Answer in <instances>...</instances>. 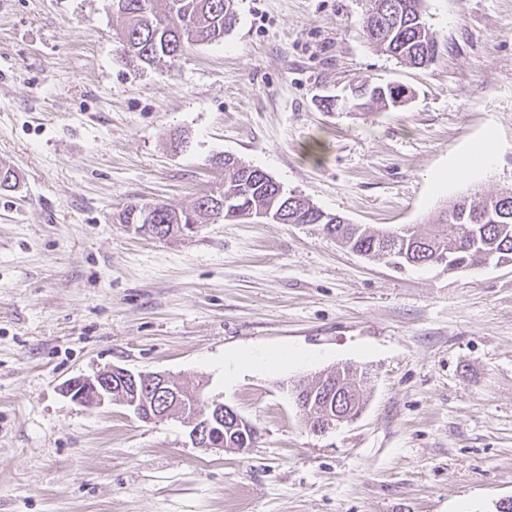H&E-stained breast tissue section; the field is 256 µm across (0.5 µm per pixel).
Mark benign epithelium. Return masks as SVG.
I'll return each mask as SVG.
<instances>
[{
  "label": "benign epithelium",
  "instance_id": "1",
  "mask_svg": "<svg viewBox=\"0 0 512 512\" xmlns=\"http://www.w3.org/2000/svg\"><path fill=\"white\" fill-rule=\"evenodd\" d=\"M63 392L72 401L88 407L119 402L145 422L178 417L189 428L191 441L207 450H224V444L214 440L218 426L244 420L235 408L220 399H205L196 388L178 387L172 384L169 375L161 372L108 368L92 376L70 379L64 383ZM357 415L354 409L327 403L313 431L324 433Z\"/></svg>",
  "mask_w": 512,
  "mask_h": 512
}]
</instances>
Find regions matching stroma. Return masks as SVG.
Returning a JSON list of instances; mask_svg holds the SVG:
<instances>
[{
	"label": "stroma",
	"mask_w": 512,
	"mask_h": 512,
	"mask_svg": "<svg viewBox=\"0 0 512 512\" xmlns=\"http://www.w3.org/2000/svg\"><path fill=\"white\" fill-rule=\"evenodd\" d=\"M369 0H237L223 42L175 69L125 57L112 0H0V512H497L512 497V263L470 276L369 260L312 224H118L224 181L230 153L326 212L425 226L512 188V0H425V68L360 33ZM409 87L362 114L320 98ZM493 136L492 168L447 180ZM279 369L224 377L239 350ZM366 369L354 420L309 430L292 386ZM120 366L201 387L253 423L246 453L178 419L85 407L69 379Z\"/></svg>",
	"instance_id": "stroma-1"
}]
</instances>
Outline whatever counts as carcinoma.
<instances>
[{
    "mask_svg": "<svg viewBox=\"0 0 512 512\" xmlns=\"http://www.w3.org/2000/svg\"><path fill=\"white\" fill-rule=\"evenodd\" d=\"M119 19L116 37L122 53L144 65L161 62L175 68L179 59L192 46L218 43L224 40L238 20L236 0H164V8L157 0H113ZM373 5L363 18L361 33L376 49L385 52L407 66L422 68L435 61L440 53L439 34L424 20V0H371ZM366 92L355 101L358 110L369 112L393 108L401 95L400 85L387 83L364 84ZM234 195L233 216L243 218L253 211L269 212L270 224L315 223L321 217V208L302 196L278 194V187L259 169L232 155L224 157V185L219 190L196 199L190 211L198 223L214 219L212 199ZM498 195L479 199L463 197L449 205L448 217H434L431 230L423 235L410 228L405 254L414 265H433L442 254L456 261V271L467 274L502 256L512 258V202L494 220L482 223L477 219L490 208H496ZM148 208L150 229L159 238L167 237L170 225L180 222L183 211L158 202L126 205L119 213L120 224L141 223V210ZM322 230L338 239L350 250L369 259L381 256L379 231L363 224L322 221ZM367 372L345 365L336 371L337 393L349 396L353 406L364 405L363 386ZM224 447H252L251 431L247 426L230 424L221 428Z\"/></svg>",
    "mask_w": 512,
    "mask_h": 512,
    "instance_id": "carcinoma-1",
    "label": "carcinoma"
}]
</instances>
